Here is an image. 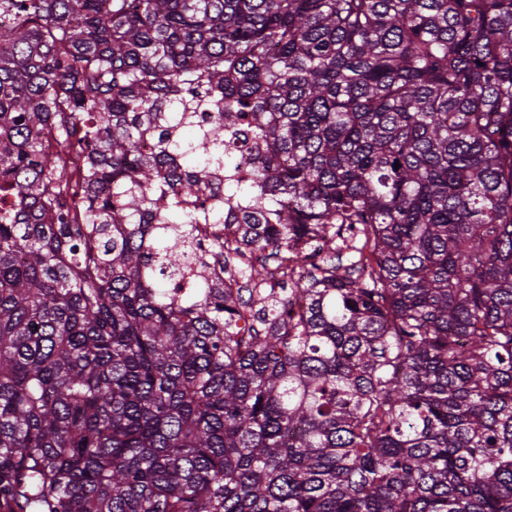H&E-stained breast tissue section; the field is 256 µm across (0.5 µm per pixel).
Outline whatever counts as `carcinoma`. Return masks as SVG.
Segmentation results:
<instances>
[{"mask_svg":"<svg viewBox=\"0 0 512 512\" xmlns=\"http://www.w3.org/2000/svg\"><path fill=\"white\" fill-rule=\"evenodd\" d=\"M0 512H512V0H0Z\"/></svg>","mask_w":512,"mask_h":512,"instance_id":"cac0c4a2","label":"carcinoma"}]
</instances>
